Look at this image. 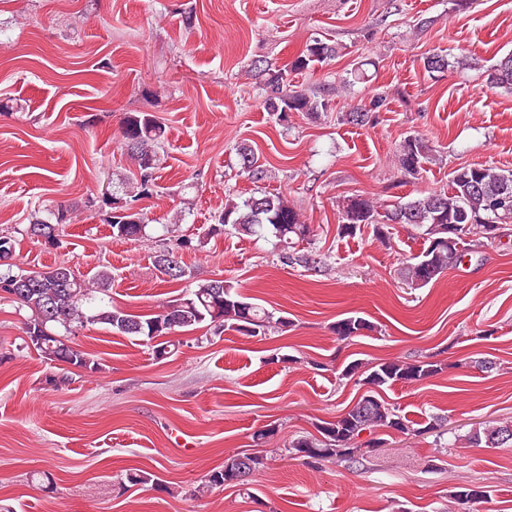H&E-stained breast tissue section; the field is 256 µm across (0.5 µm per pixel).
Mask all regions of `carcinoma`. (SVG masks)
<instances>
[{
	"instance_id": "1",
	"label": "carcinoma",
	"mask_w": 512,
	"mask_h": 512,
	"mask_svg": "<svg viewBox=\"0 0 512 512\" xmlns=\"http://www.w3.org/2000/svg\"><path fill=\"white\" fill-rule=\"evenodd\" d=\"M336 44L315 39L292 62L291 69L306 70L336 55ZM266 89V110L285 121L290 112H304L316 116L327 110V102L315 93L296 90L288 82V70L257 68ZM491 89H512V54L497 61L487 74ZM344 124L364 126L371 121L370 110L357 106L342 114ZM167 139L164 124L147 112H129L122 122V148L134 162L137 174L121 177L112 187V197L130 206L153 195L156 188V170L160 157L158 150ZM239 165L252 182L267 177L265 164L248 143L236 148ZM436 149L428 140L418 136L406 137L397 150L400 171L417 176L423 165L435 158ZM448 192H422L418 196L400 201L390 208L379 209L363 195L345 197L337 202L339 233L351 236L363 226H370L377 239L386 243L391 226H413L423 239L420 254L402 263L398 274L413 288L427 286L443 272L459 265L464 257L463 244L469 236L493 240L491 234L503 237L512 224V170L491 165L474 164L453 172ZM149 217L142 211L131 215L111 211L105 219L118 239H148ZM72 222V210L59 205L55 209L37 210L30 214L29 224L22 229L31 239L53 245L63 227ZM230 226L237 233L258 238L272 237L280 247L279 258L286 263L301 264L317 270L322 258L314 253L298 254L296 244L305 240L309 226L300 220L298 211L279 194L262 193L248 197H229L224 209L215 216L206 236L224 232ZM17 237L14 232L0 231V247L8 261L0 262V292L18 303L28 312L23 333L32 346L51 361L77 368L93 370L95 362L89 354L70 345L69 336L89 325H106L124 335L152 340L158 336L187 331L207 322L216 330H233L246 336H269L285 331L288 319L274 317L265 309L246 301L234 286L221 279L199 282L191 292L176 303L163 308L149 318L131 315L102 303L99 294L112 285V272L102 268L89 280L78 278L71 267L63 262L44 269L14 270ZM175 257L173 249L162 247L154 251V262L161 274L170 281L185 276V269L169 271L168 258ZM338 338L345 340L372 330L362 317H347L332 327ZM442 370L434 361L406 362L388 360L362 366L353 362L346 366L344 375L360 374L366 392L344 414L333 422L317 426L319 436L302 435L289 444L292 455L307 453L312 462L336 460L354 462L378 455L384 445L380 438L367 441L368 447L358 444L364 431L391 430L411 433L409 421L380 398L384 386L395 383H414L430 378ZM512 433V422H500L475 431L468 441L476 446L497 436ZM267 458L256 454H235L224 460V465L210 471L204 480L205 488L235 485L247 488L250 481L240 479L241 467L257 473L265 468Z\"/></svg>"
}]
</instances>
